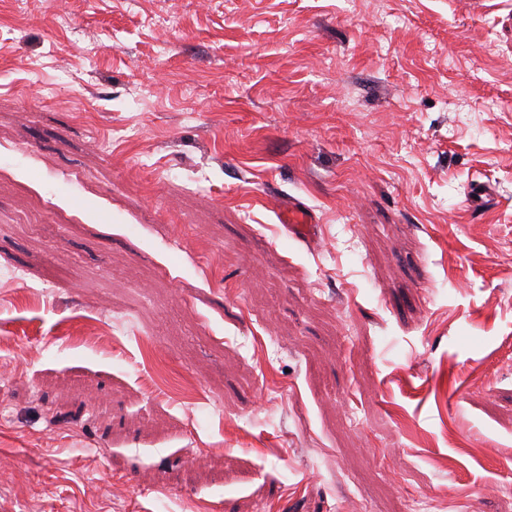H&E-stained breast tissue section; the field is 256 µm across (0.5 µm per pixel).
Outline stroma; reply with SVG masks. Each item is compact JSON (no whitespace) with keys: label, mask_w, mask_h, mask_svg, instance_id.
I'll return each instance as SVG.
<instances>
[{"label":"stroma","mask_w":512,"mask_h":512,"mask_svg":"<svg viewBox=\"0 0 512 512\" xmlns=\"http://www.w3.org/2000/svg\"><path fill=\"white\" fill-rule=\"evenodd\" d=\"M421 507L512 512V0H0V512ZM288 212V221L285 216ZM282 216L284 223L288 224V229L300 240L310 241L315 236V217L312 213L308 212L303 216L298 214V207L288 208V211Z\"/></svg>","instance_id":"stroma-1"}]
</instances>
